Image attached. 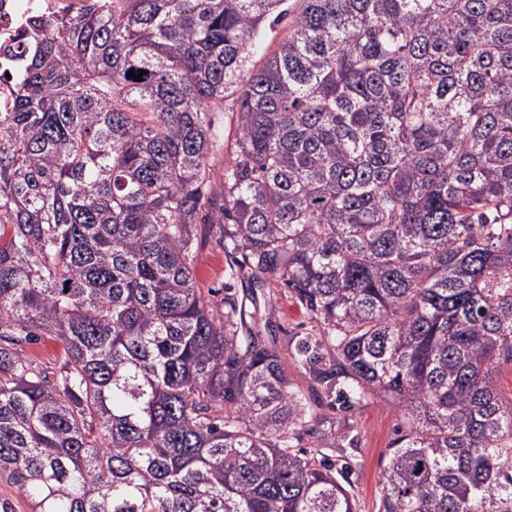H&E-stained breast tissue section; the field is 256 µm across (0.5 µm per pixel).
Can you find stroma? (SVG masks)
<instances>
[{
	"label": "stroma",
	"instance_id": "obj_1",
	"mask_svg": "<svg viewBox=\"0 0 512 512\" xmlns=\"http://www.w3.org/2000/svg\"><path fill=\"white\" fill-rule=\"evenodd\" d=\"M206 230L194 270L199 288L215 305H223L228 298L245 303L248 311L255 313L262 335L275 337L283 350L297 337L317 332L310 313L286 285L270 280L264 286L249 287L238 276L237 257L218 225H207ZM284 368L291 391L304 395L319 417L312 430L293 439L294 448L303 454H327L350 490L357 512H378L379 479L405 428L401 408L394 401L374 397L351 409H341L316 393L308 369L294 358L285 357Z\"/></svg>",
	"mask_w": 512,
	"mask_h": 512
}]
</instances>
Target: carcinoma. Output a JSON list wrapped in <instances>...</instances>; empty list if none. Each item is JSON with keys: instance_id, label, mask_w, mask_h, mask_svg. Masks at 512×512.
Instances as JSON below:
<instances>
[{"instance_id": "1", "label": "carcinoma", "mask_w": 512, "mask_h": 512, "mask_svg": "<svg viewBox=\"0 0 512 512\" xmlns=\"http://www.w3.org/2000/svg\"><path fill=\"white\" fill-rule=\"evenodd\" d=\"M289 2L80 0L22 29L0 482L30 512H356L291 445L317 415L275 340L197 287L215 209L238 274L320 324L292 356L329 403L401 406L378 512H512V0H302L259 66ZM24 349L28 356L44 367H54L62 355L63 343L56 337L40 336L37 341L25 345Z\"/></svg>"}]
</instances>
